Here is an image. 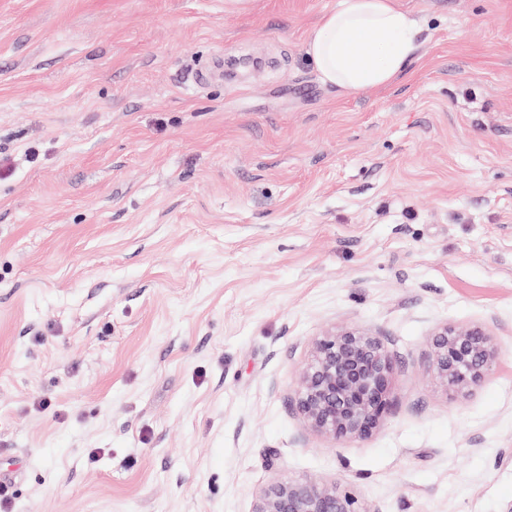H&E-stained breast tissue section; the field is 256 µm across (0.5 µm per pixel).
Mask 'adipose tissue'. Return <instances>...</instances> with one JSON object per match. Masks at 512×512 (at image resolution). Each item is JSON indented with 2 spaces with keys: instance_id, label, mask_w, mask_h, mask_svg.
<instances>
[{
  "instance_id": "ef3b65f1",
  "label": "adipose tissue",
  "mask_w": 512,
  "mask_h": 512,
  "mask_svg": "<svg viewBox=\"0 0 512 512\" xmlns=\"http://www.w3.org/2000/svg\"><path fill=\"white\" fill-rule=\"evenodd\" d=\"M417 23L396 0H342L312 28L305 52L324 84L365 91L389 86L415 60Z\"/></svg>"
}]
</instances>
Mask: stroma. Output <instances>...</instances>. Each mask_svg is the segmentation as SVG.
Listing matches in <instances>:
<instances>
[{
	"label": "stroma",
	"mask_w": 512,
	"mask_h": 512,
	"mask_svg": "<svg viewBox=\"0 0 512 512\" xmlns=\"http://www.w3.org/2000/svg\"><path fill=\"white\" fill-rule=\"evenodd\" d=\"M338 2L0 0L8 512L512 504V0H398L422 47L370 92L304 52ZM341 323L396 367L333 441L295 393ZM446 323L499 350L467 392L429 369ZM253 512H375L343 494L336 482L276 481L257 495Z\"/></svg>",
	"instance_id": "1"
}]
</instances>
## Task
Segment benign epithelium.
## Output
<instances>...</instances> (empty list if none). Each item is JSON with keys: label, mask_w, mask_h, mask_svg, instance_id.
I'll return each instance as SVG.
<instances>
[{"label": "benign epithelium", "mask_w": 512, "mask_h": 512, "mask_svg": "<svg viewBox=\"0 0 512 512\" xmlns=\"http://www.w3.org/2000/svg\"><path fill=\"white\" fill-rule=\"evenodd\" d=\"M499 352L487 332L472 325H444L431 339V370L445 386L478 385ZM393 357L369 329L338 326L312 340L298 376L296 405L307 425L334 440L362 438L390 406ZM253 512H371L336 483L314 479L276 481L257 495Z\"/></svg>", "instance_id": "1"}]
</instances>
